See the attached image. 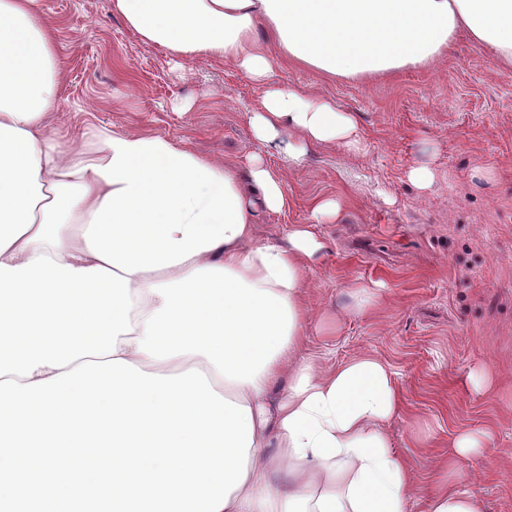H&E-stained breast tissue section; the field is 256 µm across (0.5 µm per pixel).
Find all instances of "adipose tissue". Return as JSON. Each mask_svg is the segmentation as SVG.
I'll return each mask as SVG.
<instances>
[{"mask_svg": "<svg viewBox=\"0 0 512 512\" xmlns=\"http://www.w3.org/2000/svg\"><path fill=\"white\" fill-rule=\"evenodd\" d=\"M129 30L179 63L234 65L263 85L248 113L257 139L288 138L293 157L336 143L360 149L353 113L274 83L290 63L333 79L432 64L459 39L512 70V0H113ZM264 41H257V29ZM57 28L39 0H0V381L50 378L122 358L172 375L196 367L250 407L247 477L222 512H480L459 461L489 433L452 442L456 466L429 493L415 486L388 430L401 410L394 374L359 354L336 368L305 352L306 261L315 225L289 247L261 239L257 207L282 211V180L249 162L258 198L188 139L92 125L58 112ZM288 392L274 397L280 381Z\"/></svg>", "mask_w": 512, "mask_h": 512, "instance_id": "ef3b65f1", "label": "adipose tissue"}]
</instances>
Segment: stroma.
Segmentation results:
<instances>
[{"label": "stroma", "instance_id": "1", "mask_svg": "<svg viewBox=\"0 0 512 512\" xmlns=\"http://www.w3.org/2000/svg\"><path fill=\"white\" fill-rule=\"evenodd\" d=\"M42 5L57 27L59 109L71 123L188 137L241 171L261 156L288 204L258 209L256 222L282 244L293 225L312 222V200L340 201V221L316 228L323 247L306 273L307 350L331 366L362 352L390 365L403 404L393 444L420 486L447 479L459 432L490 431L462 468L481 512H512V72L469 40L433 66L369 81L283 65L277 83L355 113L362 139L352 156L314 147L298 167L287 140L253 137L247 110L261 87L233 65L175 68L165 50L140 44L112 0ZM421 164L437 174L428 192L407 178ZM362 288L378 292L364 307ZM474 372L496 388L474 390Z\"/></svg>", "mask_w": 512, "mask_h": 512}]
</instances>
